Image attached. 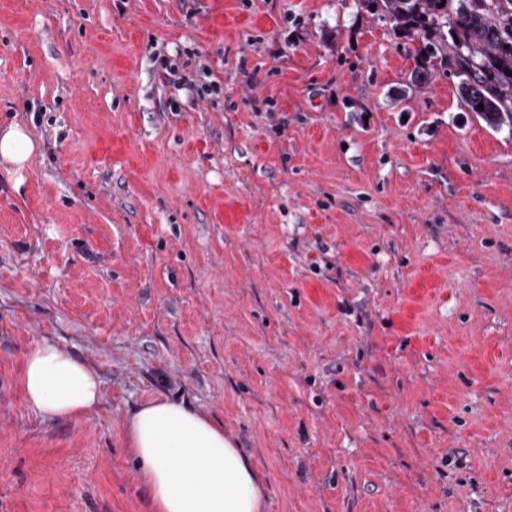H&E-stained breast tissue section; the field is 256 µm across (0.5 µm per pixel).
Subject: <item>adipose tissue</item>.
<instances>
[{
    "label": "adipose tissue",
    "instance_id": "adipose-tissue-1",
    "mask_svg": "<svg viewBox=\"0 0 512 512\" xmlns=\"http://www.w3.org/2000/svg\"><path fill=\"white\" fill-rule=\"evenodd\" d=\"M21 386L27 403L48 421L85 417L103 398L97 370L45 339L26 353ZM124 439L154 512H264L250 454L189 406L164 398L145 403L127 419Z\"/></svg>",
    "mask_w": 512,
    "mask_h": 512
}]
</instances>
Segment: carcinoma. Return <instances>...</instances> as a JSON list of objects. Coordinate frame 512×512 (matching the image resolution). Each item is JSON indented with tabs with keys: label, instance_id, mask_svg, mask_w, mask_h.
Returning a JSON list of instances; mask_svg holds the SVG:
<instances>
[{
	"label": "carcinoma",
	"instance_id": "1",
	"mask_svg": "<svg viewBox=\"0 0 512 512\" xmlns=\"http://www.w3.org/2000/svg\"><path fill=\"white\" fill-rule=\"evenodd\" d=\"M416 46L412 72L418 85L431 70L460 78L468 111L489 127L512 128V0H357ZM468 45L457 54L458 42ZM483 108H478V105Z\"/></svg>",
	"mask_w": 512,
	"mask_h": 512
}]
</instances>
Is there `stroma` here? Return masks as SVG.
Here are the masks:
<instances>
[{
	"instance_id": "obj_1",
	"label": "stroma",
	"mask_w": 512,
	"mask_h": 512,
	"mask_svg": "<svg viewBox=\"0 0 512 512\" xmlns=\"http://www.w3.org/2000/svg\"><path fill=\"white\" fill-rule=\"evenodd\" d=\"M355 0H0V512H152L180 400L265 512H512V133ZM192 61L214 91L168 83ZM48 339L99 372L46 422ZM36 143L28 130L20 125L10 126L0 133V158L18 169L23 168L36 152ZM21 386L27 403L48 421L85 417L103 398L97 370L45 339L35 342L26 353Z\"/></svg>"
}]
</instances>
